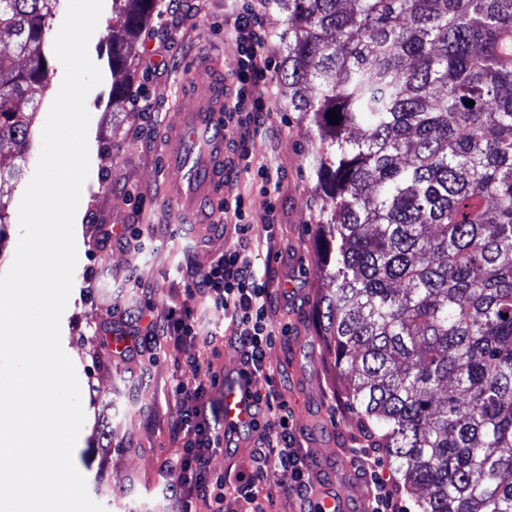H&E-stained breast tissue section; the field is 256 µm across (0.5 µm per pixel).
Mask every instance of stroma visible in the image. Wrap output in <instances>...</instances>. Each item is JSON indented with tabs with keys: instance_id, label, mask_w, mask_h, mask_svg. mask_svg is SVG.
<instances>
[{
	"instance_id": "1",
	"label": "stroma",
	"mask_w": 512,
	"mask_h": 512,
	"mask_svg": "<svg viewBox=\"0 0 512 512\" xmlns=\"http://www.w3.org/2000/svg\"><path fill=\"white\" fill-rule=\"evenodd\" d=\"M255 9L265 17L275 43L272 116L265 129L250 136L247 164L237 165L225 178L224 198L244 196L256 226L254 263L283 290L272 315L284 333L267 350L266 367L291 411V431L309 460L308 480L341 489L359 472L361 445L340 397L343 384L333 356L320 335L317 226L322 202L307 163L316 139L303 113L289 108L279 81L286 16L270 9L267 0H256ZM240 10L239 0H158L151 23L129 49V92L139 96L136 104L112 100L107 54L111 6H104L89 42L90 58L103 80L86 99L90 171L79 203L83 242L61 318V343L75 367L86 421L87 437L73 456L89 496L105 512H181L166 466L176 454L171 440L179 409L174 386L180 380L199 381L188 366L197 357L211 361L224 381L213 394L214 403L223 402L224 385L239 382L235 368L241 352L224 329L222 312L207 304L194 306L205 332L196 342L178 345L160 337L126 358L113 357L107 343L117 333L133 335L129 315L145 304H152L158 318L181 306L192 272L206 269L237 240L233 223L221 213L202 240L176 224L166 195L174 175L160 169L159 153L184 62L200 47L214 48L224 78L232 79L242 58L234 33ZM40 151L37 132L23 149L0 150L7 161L19 152L25 157L20 182L0 185V201L8 210L0 273L10 267L18 243L19 186L29 183ZM262 167L278 184L276 200L260 188L257 171ZM271 205L276 208L275 236L269 240L261 225ZM291 291L298 293V301H289Z\"/></svg>"
}]
</instances>
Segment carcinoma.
<instances>
[{
	"label": "carcinoma",
	"instance_id": "carcinoma-1",
	"mask_svg": "<svg viewBox=\"0 0 512 512\" xmlns=\"http://www.w3.org/2000/svg\"><path fill=\"white\" fill-rule=\"evenodd\" d=\"M59 2L0 0V145L30 138ZM274 2L329 200L323 329L363 447L418 512H512V0ZM153 9L112 0V76Z\"/></svg>",
	"mask_w": 512,
	"mask_h": 512
}]
</instances>
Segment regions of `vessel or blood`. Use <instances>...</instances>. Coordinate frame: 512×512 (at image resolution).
Here are the masks:
<instances>
[{"label": "vessel or blood", "mask_w": 512, "mask_h": 512, "mask_svg": "<svg viewBox=\"0 0 512 512\" xmlns=\"http://www.w3.org/2000/svg\"><path fill=\"white\" fill-rule=\"evenodd\" d=\"M186 81L193 94L203 97L207 105L180 111L169 133L163 165L185 174V186L177 185L172 190L177 213L204 229L212 220L211 203L224 188V82L215 59L205 54L196 58ZM253 414V401L245 387L225 391V427L250 424ZM361 494L356 486L346 495L327 487L316 494L314 508L316 512H350V499Z\"/></svg>", "instance_id": "b4317fda"}]
</instances>
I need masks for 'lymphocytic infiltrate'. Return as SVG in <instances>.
Returning <instances> with one entry per match:
<instances>
[{
	"instance_id": "lymphocytic-infiltrate-1",
	"label": "lymphocytic infiltrate",
	"mask_w": 512,
	"mask_h": 512,
	"mask_svg": "<svg viewBox=\"0 0 512 512\" xmlns=\"http://www.w3.org/2000/svg\"><path fill=\"white\" fill-rule=\"evenodd\" d=\"M237 38L243 58L235 73L234 97L225 112V137L240 158H247L250 134L264 128L271 111L268 83L274 48L270 30L252 5H245L237 22ZM225 214L235 220L238 240L235 245L197 274L188 289V297H200L223 311L225 320L239 329L245 385L255 402L256 418L265 431L262 446L251 457L253 471L239 476L234 487L213 479L210 462L223 448L221 412L213 406L210 388L205 382L176 384L174 394L180 414L172 428V441L178 452L168 463L174 476L172 487L184 504L200 499L209 512H226L228 498L244 500L251 512H265L263 502L273 491L305 496L307 457L296 448L290 426L288 405L272 390H261L266 379L265 355L273 344L278 328L271 318L273 288L259 275L251 257L254 227L246 221L243 196L224 206ZM151 336H166L177 342H192L200 334L194 311L189 305L169 309L162 318L151 319ZM363 469L369 477L370 496L366 512H405L397 484L386 475L379 458L364 455ZM277 475L275 488H268V475Z\"/></svg>"
}]
</instances>
